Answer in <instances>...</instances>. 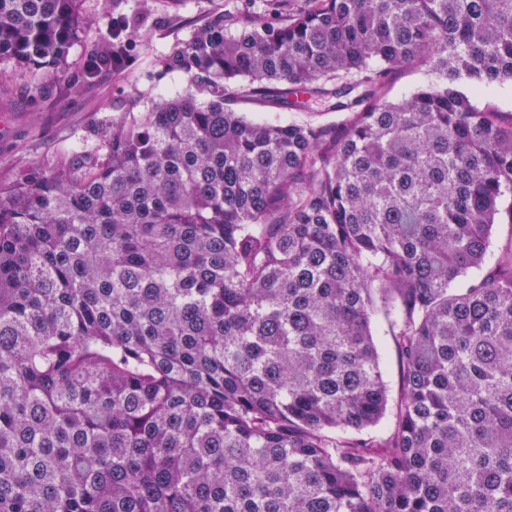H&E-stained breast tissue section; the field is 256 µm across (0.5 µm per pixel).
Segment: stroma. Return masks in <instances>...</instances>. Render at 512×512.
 I'll return each mask as SVG.
<instances>
[{"label":"stroma","instance_id":"35a3bbf8","mask_svg":"<svg viewBox=\"0 0 512 512\" xmlns=\"http://www.w3.org/2000/svg\"><path fill=\"white\" fill-rule=\"evenodd\" d=\"M248 3L265 6V0H81L80 12L93 26L112 13L130 20L137 33L130 63L122 72L107 69L94 80L77 81L87 50L78 43L67 57L66 82L46 80L43 106L35 112L28 105L29 70L1 60L0 83L12 93L0 98V184L12 183L22 164L53 165L61 150L95 152L98 123L145 111L151 98L187 87V75H159L158 55L210 16Z\"/></svg>","mask_w":512,"mask_h":512}]
</instances>
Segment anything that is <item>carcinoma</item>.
<instances>
[{"instance_id":"carcinoma-1","label":"carcinoma","mask_w":512,"mask_h":512,"mask_svg":"<svg viewBox=\"0 0 512 512\" xmlns=\"http://www.w3.org/2000/svg\"><path fill=\"white\" fill-rule=\"evenodd\" d=\"M79 2L0 0V59L64 81ZM157 65L190 84L0 185V512H512V0H269ZM426 81L427 77L422 72L416 71L412 68L401 71L396 75L386 98L388 100L398 99L404 95V93L415 89ZM235 107L240 112H247L251 118L259 120H269L275 117H279L282 120H288V118L311 120L319 123H329L336 121L335 112H291L288 107H269L254 104L251 102H239ZM379 350L381 355V367L385 381H387L391 396L396 398L400 386V367L397 352L391 336L379 331Z\"/></svg>"}]
</instances>
